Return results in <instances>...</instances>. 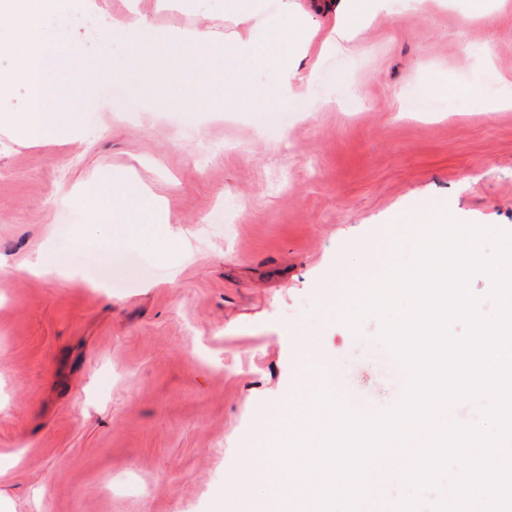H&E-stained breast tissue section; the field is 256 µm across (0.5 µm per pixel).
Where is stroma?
<instances>
[{
  "label": "stroma",
  "instance_id": "stroma-1",
  "mask_svg": "<svg viewBox=\"0 0 512 512\" xmlns=\"http://www.w3.org/2000/svg\"><path fill=\"white\" fill-rule=\"evenodd\" d=\"M120 8L95 0L47 31L90 57ZM300 72L305 97L261 116L218 111L203 68L176 72L190 109L118 80L88 115L99 133L64 145L16 141L26 93L0 95V512H215L298 394L301 337L368 412L401 400L380 319L341 316L371 259L411 257L398 214L512 231V106L495 103L512 93V0L374 16ZM207 141L223 155L203 160ZM115 173L171 222L111 265L85 209L46 203ZM44 250L73 275L24 272Z\"/></svg>",
  "mask_w": 512,
  "mask_h": 512
}]
</instances>
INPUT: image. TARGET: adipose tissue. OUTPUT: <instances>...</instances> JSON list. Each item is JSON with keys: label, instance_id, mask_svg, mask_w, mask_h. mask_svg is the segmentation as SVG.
Wrapping results in <instances>:
<instances>
[{"label": "adipose tissue", "instance_id": "adipose-tissue-1", "mask_svg": "<svg viewBox=\"0 0 512 512\" xmlns=\"http://www.w3.org/2000/svg\"><path fill=\"white\" fill-rule=\"evenodd\" d=\"M91 0H0V52L16 53L14 66L0 70V92L25 86L28 108L10 116L15 134L36 143L44 139L78 141L90 135L87 122L62 111L67 96L83 91V109L93 112L97 104L95 87L118 76L107 52L110 44L128 49L125 75L133 82L147 80L164 87L169 83L177 58L189 57L195 66L218 64L221 77L235 88L231 100L234 111L249 112L265 107L275 109L304 96L306 86L297 77V66L328 48L342 37L346 18L364 12L398 13V0H313L302 9L295 0H224V16L233 25L230 34H215L206 20L210 0H177L179 8L199 17L189 28L162 27L150 19V12L167 9L168 0H153L144 10L143 0H128L126 10L114 15L98 31L103 47L97 57H82L78 50L49 39L45 21L52 15H71L87 9ZM334 20L328 30H320L319 17ZM268 73L273 82L258 86L254 71ZM92 224L111 229L115 224H164L168 216L161 205L146 198L134 182L113 180L95 198L83 197Z\"/></svg>", "mask_w": 512, "mask_h": 512}]
</instances>
